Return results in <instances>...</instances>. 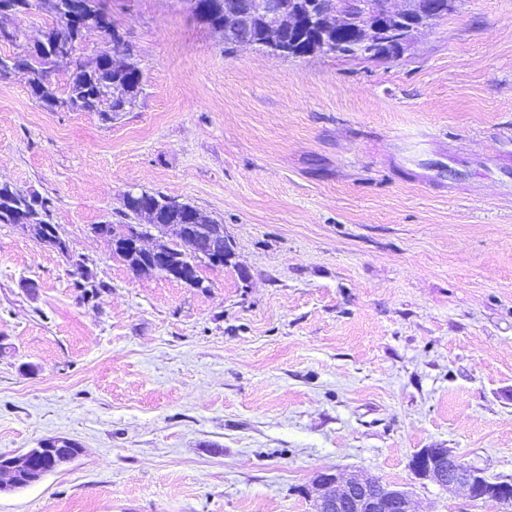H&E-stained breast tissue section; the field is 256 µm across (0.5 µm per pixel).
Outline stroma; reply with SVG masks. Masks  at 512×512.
I'll return each instance as SVG.
<instances>
[{"instance_id":"obj_1","label":"stroma","mask_w":512,"mask_h":512,"mask_svg":"<svg viewBox=\"0 0 512 512\" xmlns=\"http://www.w3.org/2000/svg\"><path fill=\"white\" fill-rule=\"evenodd\" d=\"M50 2L7 18L0 54ZM105 2L136 109L49 112L0 80V183L50 198L70 251L0 224V454L82 449L0 512H313L326 469L416 512H502L409 460L512 480V178L489 163L512 154V0H461L394 61L228 52L194 0ZM131 189L223 224L205 288L96 234Z\"/></svg>"}]
</instances>
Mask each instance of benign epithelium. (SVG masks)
<instances>
[{
    "label": "benign epithelium",
    "instance_id": "1",
    "mask_svg": "<svg viewBox=\"0 0 512 512\" xmlns=\"http://www.w3.org/2000/svg\"><path fill=\"white\" fill-rule=\"evenodd\" d=\"M284 0H261L260 10H255L252 0H224V28L234 32L238 45H256L255 18L262 12L268 20L279 18ZM349 4L336 0L325 9L322 0H305L294 21L298 38L289 52L310 55L298 43L305 39L321 44L324 53H337L347 47L358 52L367 51L384 38L399 47H405L419 29L431 25L440 10L414 11L409 8H387L381 14L369 11L362 3V18L355 30V37L348 43L328 41L326 36L348 20ZM66 17L77 31H95L107 43L131 49L128 43L112 37V29L101 22L89 25L85 0H70ZM174 232L183 248L209 266L224 265V248L221 228L210 224H175ZM147 237L142 224H133L125 231L127 245L141 251L146 262L166 276L183 280L186 271L172 261L171 256L153 246H143ZM81 448L70 442V447H60L55 438L39 441L33 448L16 455H0V474L7 482H0V491L20 489L40 482L48 473L74 460ZM410 469L420 480L428 481L443 490L464 487L473 500L502 503L512 500V480L489 482L483 473L467 464L449 448H421L410 460ZM304 493L312 502L314 512H413L412 499L406 490L381 483L376 478L353 474L346 480L331 471L318 472Z\"/></svg>",
    "mask_w": 512,
    "mask_h": 512
}]
</instances>
